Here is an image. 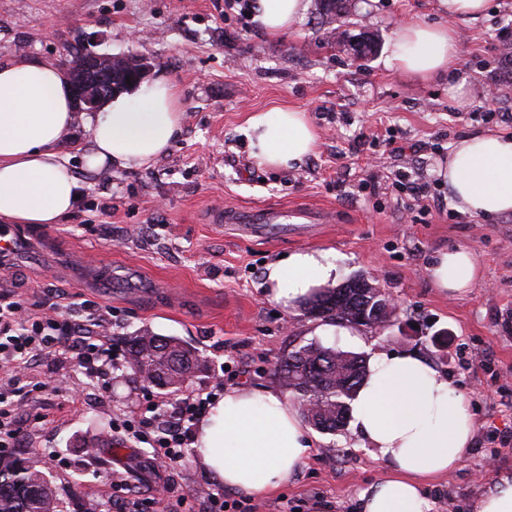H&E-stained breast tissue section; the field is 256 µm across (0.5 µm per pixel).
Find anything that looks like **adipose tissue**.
Segmentation results:
<instances>
[{
  "label": "adipose tissue",
  "instance_id": "1",
  "mask_svg": "<svg viewBox=\"0 0 512 512\" xmlns=\"http://www.w3.org/2000/svg\"><path fill=\"white\" fill-rule=\"evenodd\" d=\"M308 2L253 0L252 19L276 35L307 11ZM440 2L448 22L400 25L387 63L425 79L447 76L448 93L457 99L470 81L459 72L460 43L451 22L477 17L485 0ZM182 123L179 88L163 74L135 96L116 95L101 111L80 118L59 66L27 56L0 63V220L56 224L76 207L80 184L61 152L76 125L88 133L84 165L99 171L154 163L168 152ZM245 134L252 160L276 170L299 168L318 139L306 113L290 108L251 115ZM438 175L458 212L477 218L511 213L512 136L488 132L460 139ZM428 272L434 287L462 294L475 285L479 266L472 248L456 246L437 253ZM336 276L328 251L303 250L268 265L265 282L270 300L287 307ZM350 414L364 445L389 466L387 477L360 493L361 512H432L424 482L455 470L476 430L468 404L447 377L415 355L377 354ZM309 449L304 418L279 389L225 392L201 421L195 443L207 475L250 495L288 483ZM470 512H512V464L480 484Z\"/></svg>",
  "mask_w": 512,
  "mask_h": 512
}]
</instances>
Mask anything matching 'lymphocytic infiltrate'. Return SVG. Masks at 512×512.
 I'll return each instance as SVG.
<instances>
[{"instance_id":"obj_1","label":"lymphocytic infiltrate","mask_w":512,"mask_h":512,"mask_svg":"<svg viewBox=\"0 0 512 512\" xmlns=\"http://www.w3.org/2000/svg\"><path fill=\"white\" fill-rule=\"evenodd\" d=\"M108 322L107 314L93 313L86 323L79 324L59 307L47 310L42 304L0 293L1 448L15 447L19 441V419L28 404L24 384L38 357L76 365L94 378L111 371L113 342L105 334ZM209 405V399L198 394L173 404L167 429L159 431L151 442L159 464L170 470L183 465L193 427Z\"/></svg>"}]
</instances>
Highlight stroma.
I'll return each mask as SVG.
<instances>
[{
	"label": "stroma",
	"mask_w": 512,
	"mask_h": 512,
	"mask_svg": "<svg viewBox=\"0 0 512 512\" xmlns=\"http://www.w3.org/2000/svg\"><path fill=\"white\" fill-rule=\"evenodd\" d=\"M345 27L379 42L353 57L336 45L316 6L272 37L242 5L225 0H0V62L29 56L64 65L66 47L132 55L151 76H169L184 105L180 136L150 166L87 171L83 127L62 152L81 184L71 214L46 229L26 228L37 257L0 268V290L56 303L82 321L112 311L115 368L90 379L71 367L72 387L34 393L11 457H33L56 489L60 512H358V495L387 476L354 425L311 430L314 446L288 484L262 496L222 489L187 452L170 471L150 445L121 431L127 420L162 423L176 394L140 380L124 340L147 330L193 348L202 368L182 394L216 383L262 390L278 385L277 361L319 342L374 358L412 352L444 371L470 404L474 442L451 474L428 482L433 512H468L496 467L512 463V214L459 213L438 176L460 138L512 135V0H488L475 20L452 21L459 66L473 83L464 103L446 79L422 80L385 64L397 27L448 20L440 0H354ZM304 110L315 152L294 170L258 167L245 135L248 117ZM424 186L417 201L414 185ZM259 206L329 209L333 222L292 224L287 234H245L212 221L215 210ZM453 245L475 251L483 278L460 296L433 288V254ZM302 250L331 252L340 280L363 275L400 305L385 330L345 326L268 300L266 266ZM111 269L99 285L89 261ZM447 331L448 346L433 342Z\"/></svg>",
	"instance_id": "1"
}]
</instances>
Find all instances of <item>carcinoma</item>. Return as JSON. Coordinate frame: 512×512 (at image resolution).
Instances as JSON below:
<instances>
[{
    "label": "carcinoma",
    "instance_id": "cac0c4a2",
    "mask_svg": "<svg viewBox=\"0 0 512 512\" xmlns=\"http://www.w3.org/2000/svg\"><path fill=\"white\" fill-rule=\"evenodd\" d=\"M352 297H338L326 288L315 295L312 303L325 308L328 317L340 324L351 323ZM127 353L147 360L144 382L162 389H180L201 367L197 356L171 336L143 331L125 340ZM333 346L310 343L294 350L281 360L276 375L290 390L298 406L318 395L327 400H353L366 374L365 358ZM324 363L315 370L313 364ZM39 462L30 458L0 459V512H57V495L38 469Z\"/></svg>",
    "mask_w": 512,
    "mask_h": 512
}]
</instances>
